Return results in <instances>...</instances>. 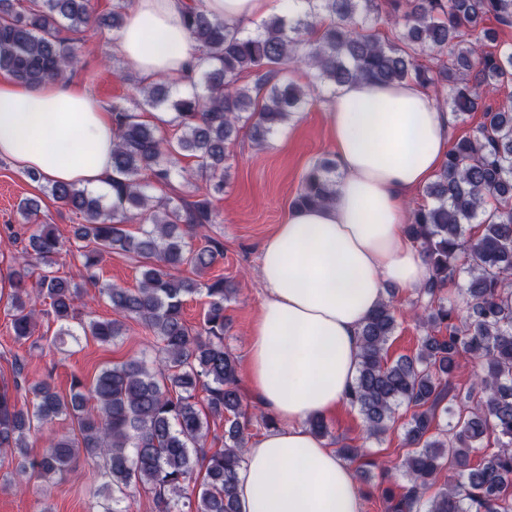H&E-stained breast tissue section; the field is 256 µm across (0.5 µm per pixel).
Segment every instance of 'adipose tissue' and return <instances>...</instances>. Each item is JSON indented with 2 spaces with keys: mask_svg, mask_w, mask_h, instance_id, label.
I'll use <instances>...</instances> for the list:
<instances>
[{
  "mask_svg": "<svg viewBox=\"0 0 512 512\" xmlns=\"http://www.w3.org/2000/svg\"><path fill=\"white\" fill-rule=\"evenodd\" d=\"M193 0H133L118 52L144 82L187 81L198 46L183 17ZM240 28L282 0H204ZM342 173L333 202L292 211L263 244L264 299L248 341L247 379L276 420L247 448L236 474L240 512H362L355 470L308 427L346 402L361 351L360 329L386 287L410 292L432 277L402 224L412 191L448 152L451 116L422 84L357 80L326 104ZM112 114L77 84L16 82L0 72V158L51 183L94 190L112 176Z\"/></svg>",
  "mask_w": 512,
  "mask_h": 512,
  "instance_id": "obj_1",
  "label": "adipose tissue"
}]
</instances>
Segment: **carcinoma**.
Here are the masks:
<instances>
[{"label": "carcinoma", "mask_w": 512, "mask_h": 512, "mask_svg": "<svg viewBox=\"0 0 512 512\" xmlns=\"http://www.w3.org/2000/svg\"><path fill=\"white\" fill-rule=\"evenodd\" d=\"M286 2L288 15L270 17L254 33L212 17L202 3L188 11L185 29L205 58L191 81L203 93L176 97L160 78L140 88L133 106L112 104L109 203L75 184L49 186L54 200L84 218L74 239L84 243L77 272L85 281L96 283L106 254L121 251L138 259V288L99 289L115 318L81 319L79 286L53 271L63 241L37 223L35 201L19 202L21 223L34 230L25 239L13 236L22 244L10 291L15 339L34 335L37 300L48 299L61 336L76 337V324L83 335L109 344L123 334L124 321L140 323L150 333L157 367L129 358L88 384L73 377L65 397L47 380L25 385L21 366L14 365L15 389L32 400L20 405L0 391V454L29 462L45 480L76 472L78 456H85L98 483L90 512H127L121 503L137 488L154 492L159 512H240L235 469L250 420L238 388V361L224 348V303L232 289L222 276L202 282L178 275L185 265L205 274L224 255V245L210 237L192 247L186 230L222 223L210 197L224 191L225 146L239 124L250 125L252 139L263 145L302 110L314 87L334 91L359 79H414L429 89L448 88L437 104L458 118L483 107V121L448 149L425 190L431 203L415 209L405 225L433 270L412 301L422 309L419 322L426 331L418 351L388 361L397 318L382 302L361 328L349 404L375 437L387 431L398 407L412 410L404 433L410 451L401 463L408 487L398 498L388 497L389 512H512V99L484 104L512 80V48L483 50L497 40L483 22L492 16L512 25V0H391L387 15L381 0ZM124 8L97 19L92 0H0V71L28 85L72 75L76 50L62 33H78L95 21L117 32ZM381 23L395 32L381 34ZM291 64L305 66L312 81L286 80ZM150 109L172 112L175 136L141 119ZM186 158L194 160V175L205 184L193 201L173 193L174 179L188 172ZM335 185V160L314 162L294 207L329 204ZM135 220L142 224L136 235L127 229ZM470 224L481 229L474 240L466 237ZM34 263L41 272L32 282ZM202 292L208 308L195 329L184 304ZM457 292L472 301L464 319L456 314ZM466 357L485 370L460 387L454 378ZM199 390L205 392L201 404ZM441 413L450 417L442 430ZM63 416L78 433L49 438L43 455L28 460L30 434ZM211 417L224 418L229 427L224 447L208 455L201 442ZM492 434L497 450L488 453L483 441ZM444 471L442 487L426 497Z\"/></svg>", "instance_id": "cac0c4a2"}]
</instances>
